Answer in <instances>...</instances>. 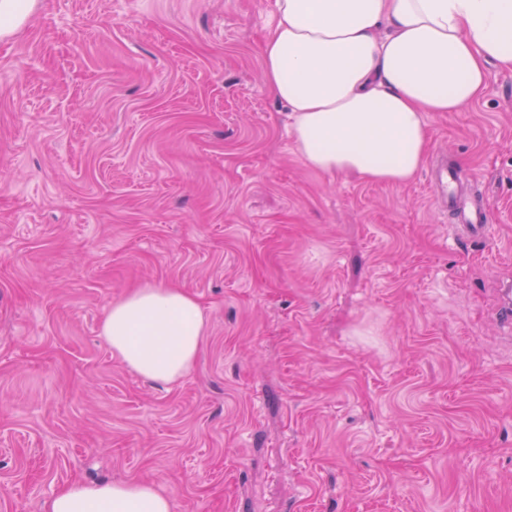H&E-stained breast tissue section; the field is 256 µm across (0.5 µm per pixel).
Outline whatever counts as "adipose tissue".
I'll return each mask as SVG.
<instances>
[{
  "label": "adipose tissue",
  "instance_id": "adipose-tissue-1",
  "mask_svg": "<svg viewBox=\"0 0 512 512\" xmlns=\"http://www.w3.org/2000/svg\"><path fill=\"white\" fill-rule=\"evenodd\" d=\"M261 56L287 106L303 164L408 183L430 144L428 112L481 97L488 62L512 69V0H275ZM206 323L179 288L147 285L115 301L100 334L137 374L171 383L193 368ZM48 512H174L171 494L128 480L73 482Z\"/></svg>",
  "mask_w": 512,
  "mask_h": 512
}]
</instances>
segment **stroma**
Masks as SVG:
<instances>
[{"instance_id":"35a3bbf8","label":"stroma","mask_w":512,"mask_h":512,"mask_svg":"<svg viewBox=\"0 0 512 512\" xmlns=\"http://www.w3.org/2000/svg\"><path fill=\"white\" fill-rule=\"evenodd\" d=\"M274 0H37L0 38V512L147 480L175 512H512V70L425 119L475 176L300 161L263 80ZM149 284L207 324L150 382L99 334ZM467 179L464 169L457 163L441 162L431 168L429 182L433 200L453 218L456 236L465 242H483L492 231L490 216L478 200L463 197L459 186Z\"/></svg>"}]
</instances>
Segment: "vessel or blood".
<instances>
[{
  "label": "vessel or blood",
  "mask_w": 512,
  "mask_h": 512,
  "mask_svg": "<svg viewBox=\"0 0 512 512\" xmlns=\"http://www.w3.org/2000/svg\"><path fill=\"white\" fill-rule=\"evenodd\" d=\"M464 169L456 163H439L429 176L433 199L437 206L453 218L456 236L465 242H482L489 238L490 216L480 201L463 197L459 192L465 180Z\"/></svg>",
  "instance_id": "obj_1"
}]
</instances>
